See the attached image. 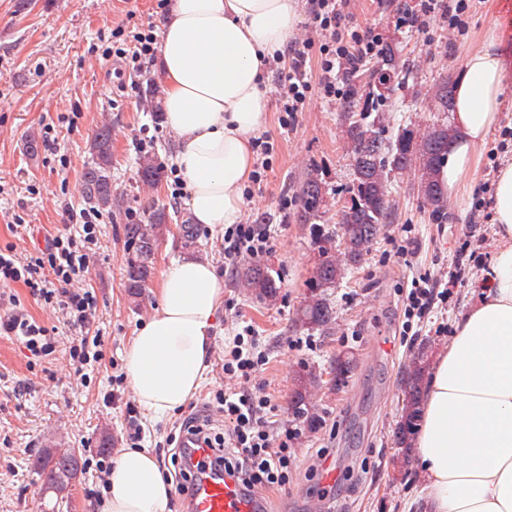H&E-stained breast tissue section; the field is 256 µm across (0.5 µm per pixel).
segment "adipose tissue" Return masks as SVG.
<instances>
[{"instance_id": "ef3b65f1", "label": "adipose tissue", "mask_w": 512, "mask_h": 512, "mask_svg": "<svg viewBox=\"0 0 512 512\" xmlns=\"http://www.w3.org/2000/svg\"><path fill=\"white\" fill-rule=\"evenodd\" d=\"M297 0H173L162 26L158 77L178 140L174 164L196 223H238L264 128V75L283 57ZM512 67L489 30L454 87L455 135L439 180L456 191L474 148L498 122ZM503 241L483 295L459 321L429 378L412 443L428 486L427 512H512V165L500 169L495 203ZM160 307L132 337L126 378L148 413L180 408L200 387L210 336L224 301L211 263L185 258L161 273ZM103 512H170L171 487L144 448L124 449L107 477Z\"/></svg>"}]
</instances>
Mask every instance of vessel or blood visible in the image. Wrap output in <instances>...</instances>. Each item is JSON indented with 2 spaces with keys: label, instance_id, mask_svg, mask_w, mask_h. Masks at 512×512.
Returning <instances> with one entry per match:
<instances>
[{
  "label": "vessel or blood",
  "instance_id": "1",
  "mask_svg": "<svg viewBox=\"0 0 512 512\" xmlns=\"http://www.w3.org/2000/svg\"><path fill=\"white\" fill-rule=\"evenodd\" d=\"M191 512H257L262 502L256 493H244L223 470L198 471L185 493Z\"/></svg>",
  "mask_w": 512,
  "mask_h": 512
}]
</instances>
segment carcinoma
Segmentation results:
<instances>
[{
	"instance_id": "carcinoma-1",
	"label": "carcinoma",
	"mask_w": 512,
	"mask_h": 512,
	"mask_svg": "<svg viewBox=\"0 0 512 512\" xmlns=\"http://www.w3.org/2000/svg\"><path fill=\"white\" fill-rule=\"evenodd\" d=\"M373 82L368 84L366 98L370 107L359 110L357 118L350 120L346 135L350 145L353 184L349 189L350 202L339 216L340 243L320 224L312 223L322 207L324 190L322 181L308 176L300 187L303 206L301 223L309 225V234L317 247L318 258L313 267L309 287L312 296L296 313L300 327L311 331L330 333L335 325L333 307L326 291L336 287L346 271L358 264L367 253L383 226L391 223L392 206L389 198V175L393 172L419 174L424 206L438 219L444 212L445 193L438 179V170L445 160L452 130L445 122H434L428 132L416 140L412 131L404 129L393 140L383 137L384 117H370L391 98L394 87L409 78L408 67L400 55L387 47L379 55L372 72ZM453 82L445 79L432 93L433 110L449 112L452 108ZM92 161L81 177V195L94 211L112 214L120 209V201L112 191V128L104 122L94 134L90 144ZM163 170L151 153L141 155L138 177L145 183L155 184ZM170 215L165 207H152L144 219L124 225L127 295L139 303L154 271L155 250L160 239L168 232ZM246 287L257 297L272 299L279 287L268 267L256 262L243 275ZM355 360L343 354L336 357L332 372L336 383L344 382L352 373ZM427 367V353L419 350L405 368L401 383L403 407L397 427V443L402 445L403 461L408 464V441L421 419L424 394L423 381ZM84 470L82 455L75 449L46 448L40 457L38 474L47 489L64 492Z\"/></svg>"
}]
</instances>
